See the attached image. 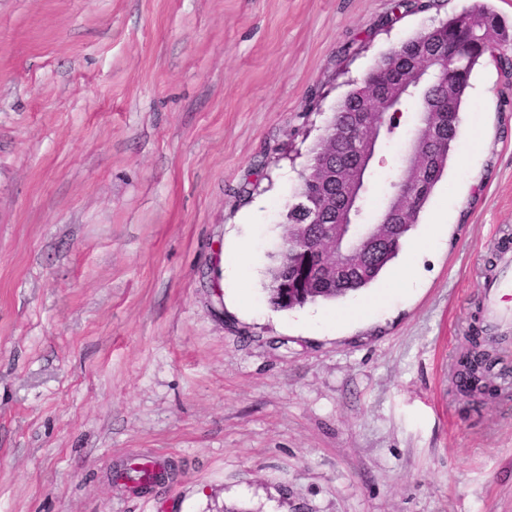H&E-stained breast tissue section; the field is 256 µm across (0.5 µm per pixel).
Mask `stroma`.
<instances>
[{"mask_svg": "<svg viewBox=\"0 0 512 512\" xmlns=\"http://www.w3.org/2000/svg\"><path fill=\"white\" fill-rule=\"evenodd\" d=\"M473 2L0 0V512H512V387L452 380L512 244L496 64L415 226L441 234L413 287L265 293L339 102ZM400 153L379 150L366 213ZM139 454L175 479L124 491Z\"/></svg>", "mask_w": 512, "mask_h": 512, "instance_id": "obj_1", "label": "stroma"}]
</instances>
